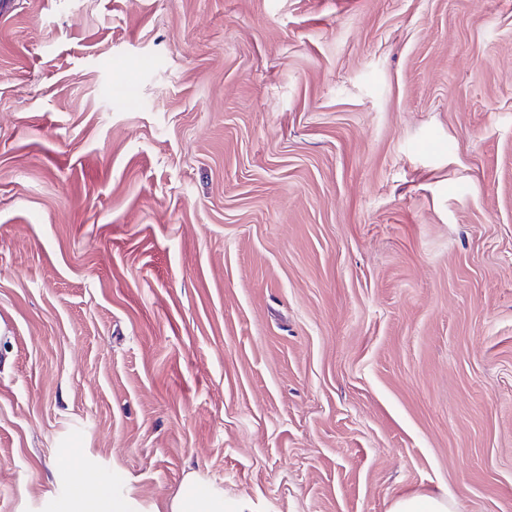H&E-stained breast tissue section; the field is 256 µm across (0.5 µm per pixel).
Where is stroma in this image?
Segmentation results:
<instances>
[{
  "instance_id": "stroma-1",
  "label": "stroma",
  "mask_w": 512,
  "mask_h": 512,
  "mask_svg": "<svg viewBox=\"0 0 512 512\" xmlns=\"http://www.w3.org/2000/svg\"><path fill=\"white\" fill-rule=\"evenodd\" d=\"M512 512V0H0V512ZM224 502V497L214 492L203 490L197 486L192 478H187L182 484L179 493L172 499L170 512H246L249 505L239 503L235 509ZM72 508L69 512H128L126 503L110 498L100 481L91 488L76 485L72 492ZM454 502L444 496H402L389 512H457Z\"/></svg>"
}]
</instances>
